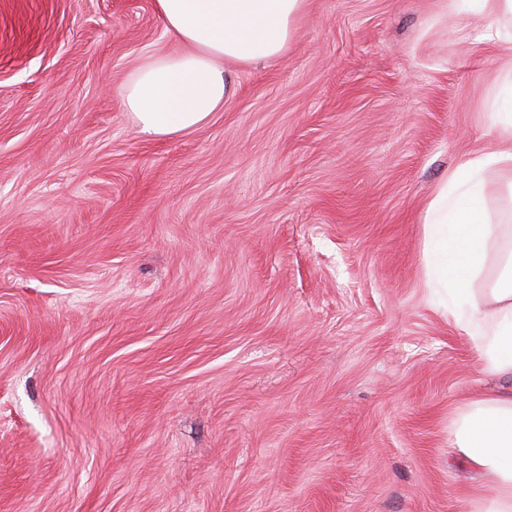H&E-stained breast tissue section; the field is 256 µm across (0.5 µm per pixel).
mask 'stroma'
Masks as SVG:
<instances>
[{"label": "stroma", "instance_id": "1", "mask_svg": "<svg viewBox=\"0 0 512 512\" xmlns=\"http://www.w3.org/2000/svg\"><path fill=\"white\" fill-rule=\"evenodd\" d=\"M439 0H309L201 127L120 86L155 0H0V512H470L490 376L423 217L492 149L512 42Z\"/></svg>", "mask_w": 512, "mask_h": 512}]
</instances>
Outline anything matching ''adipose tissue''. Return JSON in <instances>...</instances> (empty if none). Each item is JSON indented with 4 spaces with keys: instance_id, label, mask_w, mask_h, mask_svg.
I'll return each instance as SVG.
<instances>
[{
    "instance_id": "ef3b65f1",
    "label": "adipose tissue",
    "mask_w": 512,
    "mask_h": 512,
    "mask_svg": "<svg viewBox=\"0 0 512 512\" xmlns=\"http://www.w3.org/2000/svg\"><path fill=\"white\" fill-rule=\"evenodd\" d=\"M308 0H155L184 52L150 57L123 86L139 132L170 135L203 125L233 94L229 66L279 58ZM512 169V147L470 154L438 183L424 218V278L453 291L455 324L488 374L512 373V248L486 299L470 293L503 231L489 224L483 172ZM448 441L481 477L473 512H512V393L483 395L453 423Z\"/></svg>"
}]
</instances>
